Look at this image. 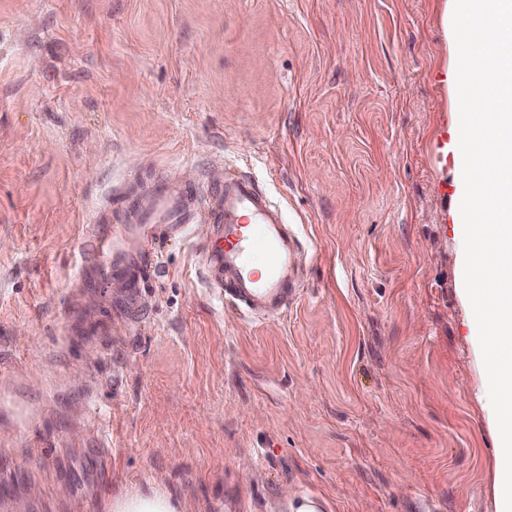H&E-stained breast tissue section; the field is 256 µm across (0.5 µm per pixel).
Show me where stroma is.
Here are the masks:
<instances>
[{"mask_svg":"<svg viewBox=\"0 0 512 512\" xmlns=\"http://www.w3.org/2000/svg\"><path fill=\"white\" fill-rule=\"evenodd\" d=\"M454 0H0V512H496L464 292ZM255 178L300 296L247 320L209 224L126 284L92 265L118 187ZM36 497H28L30 487ZM105 512H194L193 505L154 482L109 499Z\"/></svg>","mask_w":512,"mask_h":512,"instance_id":"obj_1","label":"stroma"}]
</instances>
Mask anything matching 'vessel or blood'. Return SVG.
Returning a JSON list of instances; mask_svg holds the SVG:
<instances>
[{
	"label": "vessel or blood",
	"mask_w": 512,
	"mask_h": 512,
	"mask_svg": "<svg viewBox=\"0 0 512 512\" xmlns=\"http://www.w3.org/2000/svg\"><path fill=\"white\" fill-rule=\"evenodd\" d=\"M98 221L112 231L94 238V262L124 276L132 290L144 282L156 241L184 238L190 225L210 224L214 234L203 252L205 280L226 306L261 320L281 313L301 292L296 226L252 177L235 169H225L203 187L173 191L158 182L124 193L121 209L104 208ZM258 248L267 256L261 272L251 261Z\"/></svg>",
	"instance_id": "1"
}]
</instances>
